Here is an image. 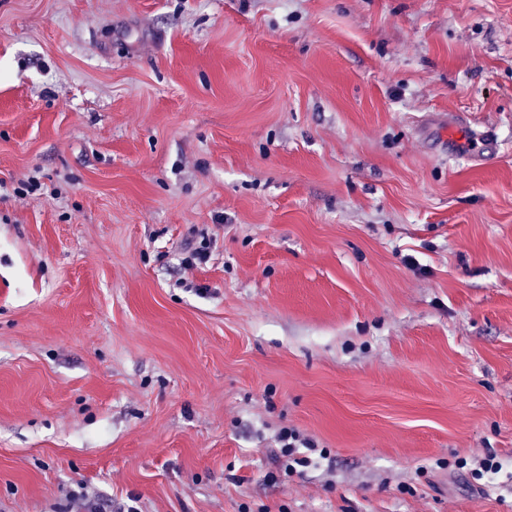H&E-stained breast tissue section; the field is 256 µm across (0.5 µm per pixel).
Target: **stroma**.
Masks as SVG:
<instances>
[{"label":"stroma","instance_id":"obj_1","mask_svg":"<svg viewBox=\"0 0 512 512\" xmlns=\"http://www.w3.org/2000/svg\"><path fill=\"white\" fill-rule=\"evenodd\" d=\"M81 493L512 512V0H0V512ZM281 443L282 457L285 458V471L288 473H293L296 471L295 465L306 466L309 463L308 457H298L296 455V448H306L309 451L316 450L310 441L302 439L298 432L289 428L283 431L281 435Z\"/></svg>","mask_w":512,"mask_h":512}]
</instances>
